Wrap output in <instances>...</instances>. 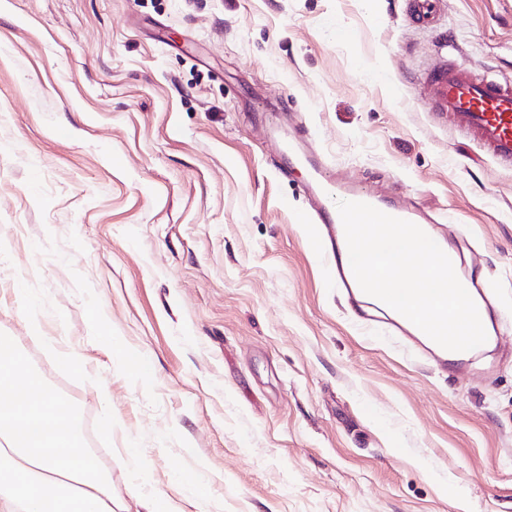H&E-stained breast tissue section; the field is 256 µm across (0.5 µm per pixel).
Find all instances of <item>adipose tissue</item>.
I'll return each instance as SVG.
<instances>
[{"label":"adipose tissue","instance_id":"adipose-tissue-1","mask_svg":"<svg viewBox=\"0 0 512 512\" xmlns=\"http://www.w3.org/2000/svg\"><path fill=\"white\" fill-rule=\"evenodd\" d=\"M0 512H115L69 406L0 338Z\"/></svg>","mask_w":512,"mask_h":512}]
</instances>
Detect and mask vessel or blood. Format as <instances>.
I'll return each mask as SVG.
<instances>
[{
  "label": "vessel or blood",
  "mask_w": 512,
  "mask_h": 512,
  "mask_svg": "<svg viewBox=\"0 0 512 512\" xmlns=\"http://www.w3.org/2000/svg\"><path fill=\"white\" fill-rule=\"evenodd\" d=\"M421 87L429 112L441 120L452 121L457 132L476 141L493 160L512 166V81L491 79L463 63L444 59L424 73ZM281 152L306 174L313 196L307 221L319 225L317 246L333 260L336 284L347 292L357 318L365 323L385 320L396 334L413 344L427 362L447 366L446 349L400 313L361 290L347 259L349 250L340 214L328 203L327 194L332 191L346 200L363 202L390 216L412 222L434 239L439 236L436 219L421 208L383 198L358 182L332 181L326 163L306 150L304 135L282 144ZM443 251L462 285L476 298L481 319H489L491 311L479 298L482 284L478 263L457 246L444 245Z\"/></svg>",
  "instance_id": "vessel-or-blood-1"
}]
</instances>
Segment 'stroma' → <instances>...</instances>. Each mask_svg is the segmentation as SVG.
<instances>
[{
  "label": "stroma",
  "instance_id": "obj_1",
  "mask_svg": "<svg viewBox=\"0 0 512 512\" xmlns=\"http://www.w3.org/2000/svg\"><path fill=\"white\" fill-rule=\"evenodd\" d=\"M448 53L512 80V0H0V336L120 499L512 512V167L427 112ZM299 123L479 254L469 374L356 319L272 141Z\"/></svg>",
  "mask_w": 512,
  "mask_h": 512
}]
</instances>
